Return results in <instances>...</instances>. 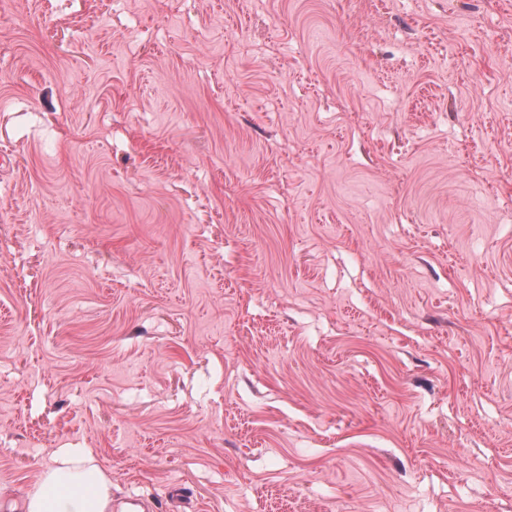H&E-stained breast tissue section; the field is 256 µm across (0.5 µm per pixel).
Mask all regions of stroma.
Masks as SVG:
<instances>
[{"label":"stroma","instance_id":"obj_1","mask_svg":"<svg viewBox=\"0 0 512 512\" xmlns=\"http://www.w3.org/2000/svg\"><path fill=\"white\" fill-rule=\"evenodd\" d=\"M0 512H512V0H0ZM111 481L91 454L58 448L28 492L24 512H111ZM78 488L83 491L79 492Z\"/></svg>","mask_w":512,"mask_h":512}]
</instances>
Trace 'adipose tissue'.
<instances>
[{"label":"adipose tissue","instance_id":"obj_1","mask_svg":"<svg viewBox=\"0 0 512 512\" xmlns=\"http://www.w3.org/2000/svg\"><path fill=\"white\" fill-rule=\"evenodd\" d=\"M111 487L92 455L60 448L28 492L23 512H111Z\"/></svg>","mask_w":512,"mask_h":512}]
</instances>
